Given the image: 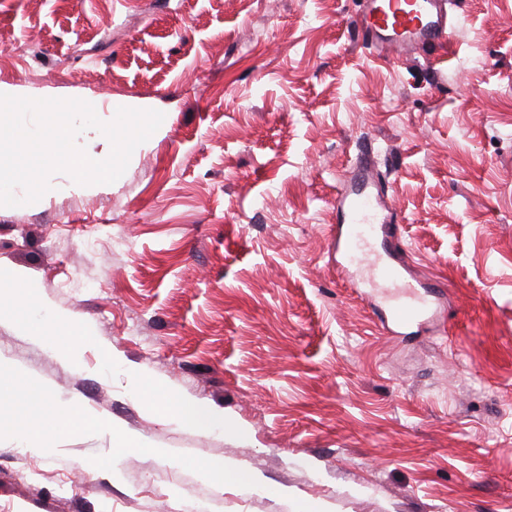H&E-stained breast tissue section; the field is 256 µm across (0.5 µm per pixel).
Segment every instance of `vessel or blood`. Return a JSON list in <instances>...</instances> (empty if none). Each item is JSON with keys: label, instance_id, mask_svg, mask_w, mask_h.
<instances>
[{"label": "vessel or blood", "instance_id": "b4317fda", "mask_svg": "<svg viewBox=\"0 0 512 512\" xmlns=\"http://www.w3.org/2000/svg\"><path fill=\"white\" fill-rule=\"evenodd\" d=\"M365 8L355 25L368 50L383 59H396L425 48L442 46L450 39L453 21L448 0H364ZM346 229L335 247L347 255L367 258L365 224L387 225L394 221L377 173L369 161L355 165L336 193Z\"/></svg>", "mask_w": 512, "mask_h": 512}]
</instances>
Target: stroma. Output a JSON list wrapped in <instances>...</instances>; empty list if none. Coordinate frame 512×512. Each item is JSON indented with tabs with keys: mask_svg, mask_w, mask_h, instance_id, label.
<instances>
[{
	"mask_svg": "<svg viewBox=\"0 0 512 512\" xmlns=\"http://www.w3.org/2000/svg\"><path fill=\"white\" fill-rule=\"evenodd\" d=\"M358 8L0 0V82L164 114L114 183L0 207V512H512V0L387 62ZM366 152L400 221L375 249L430 288L403 331L331 248ZM179 420L182 424L194 428L200 427L202 424H211L213 422L212 415L199 404L181 403L178 407Z\"/></svg>",
	"mask_w": 512,
	"mask_h": 512,
	"instance_id": "1",
	"label": "stroma"
}]
</instances>
